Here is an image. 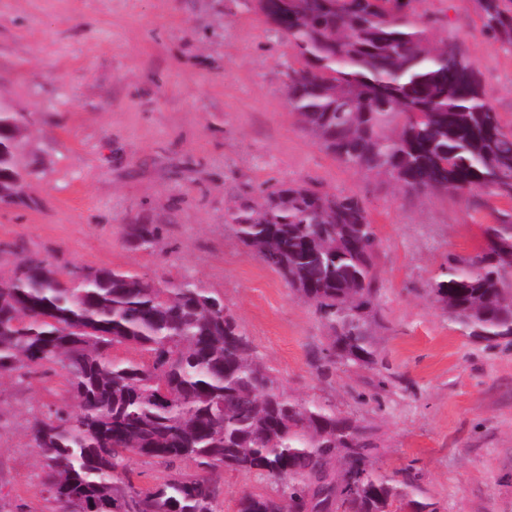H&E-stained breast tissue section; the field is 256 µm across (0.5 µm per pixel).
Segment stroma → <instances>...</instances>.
Masks as SVG:
<instances>
[{
    "label": "stroma",
    "instance_id": "35a3bbf8",
    "mask_svg": "<svg viewBox=\"0 0 512 512\" xmlns=\"http://www.w3.org/2000/svg\"><path fill=\"white\" fill-rule=\"evenodd\" d=\"M437 34L482 73L512 127V49L481 35L474 0H421ZM294 50L244 0H0V101L22 113L27 205L0 204V274L33 252L58 268H114L220 293L290 395L373 433L378 472L417 476L438 512H512V343L464 336L427 292L512 202L485 190L409 195L347 168L302 132L286 101ZM303 184L361 199L377 228L378 362L317 363L315 308L224 231L234 198ZM130 224H162L131 248ZM67 371L0 381V504L51 512L26 426L67 403ZM223 512L253 473L214 472Z\"/></svg>",
    "mask_w": 512,
    "mask_h": 512
}]
</instances>
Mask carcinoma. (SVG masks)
I'll return each instance as SVG.
<instances>
[{
    "instance_id": "carcinoma-1",
    "label": "carcinoma",
    "mask_w": 512,
    "mask_h": 512,
    "mask_svg": "<svg viewBox=\"0 0 512 512\" xmlns=\"http://www.w3.org/2000/svg\"><path fill=\"white\" fill-rule=\"evenodd\" d=\"M482 27L512 47V0H477ZM266 22L293 47L288 109L346 167L385 176L407 194L487 189L512 199V129L486 100L479 67L453 39L436 40L417 0H266ZM25 118L0 112V203L28 196L17 168ZM235 240L311 303L338 360L377 364V229L354 196L304 185L236 198ZM163 239L130 224L134 248ZM429 293L465 335L512 337V214L483 245L448 255ZM118 346L140 358L113 355ZM61 364L64 405L27 427L56 512H220L218 469L264 476L271 493L237 512H437L370 467L376 444L359 423L299 400L258 361L224 298L191 280L107 268L60 271L25 254L0 276V380ZM135 454L164 464L137 486ZM192 463L197 472L181 471Z\"/></svg>"
}]
</instances>
